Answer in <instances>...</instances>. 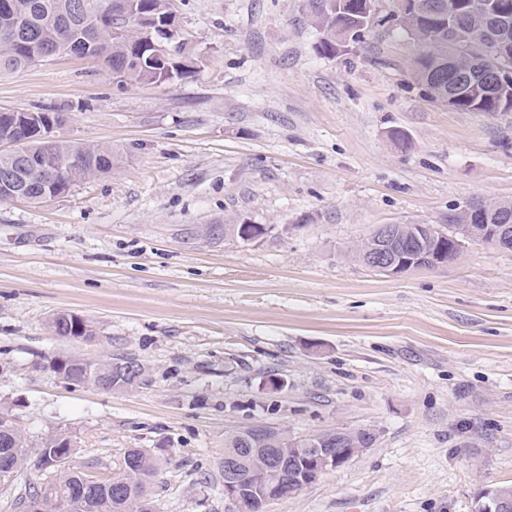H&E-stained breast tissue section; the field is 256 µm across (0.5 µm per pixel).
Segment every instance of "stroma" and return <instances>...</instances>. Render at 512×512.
<instances>
[{"instance_id":"1","label":"stroma","mask_w":512,"mask_h":512,"mask_svg":"<svg viewBox=\"0 0 512 512\" xmlns=\"http://www.w3.org/2000/svg\"><path fill=\"white\" fill-rule=\"evenodd\" d=\"M305 4L172 0L203 66L161 85L68 55L0 73V112L55 110L58 136L123 153L47 202H0V411L33 447L69 431L79 470L146 449L155 512H230L225 440L252 426L376 435L265 512H474L512 485V252L465 237L447 268L397 277L351 252L376 224L512 200V112L431 102L388 26L321 56ZM239 220L273 231L225 236ZM61 312L94 337L51 334ZM120 354L144 384L42 369Z\"/></svg>"}]
</instances>
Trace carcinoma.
Returning a JSON list of instances; mask_svg holds the SVG:
<instances>
[{"instance_id": "1", "label": "carcinoma", "mask_w": 512, "mask_h": 512, "mask_svg": "<svg viewBox=\"0 0 512 512\" xmlns=\"http://www.w3.org/2000/svg\"><path fill=\"white\" fill-rule=\"evenodd\" d=\"M127 35H117L112 22L113 0H11V8L0 11V72H16L43 62L56 51L74 54L91 52L109 72H120L123 81L133 84H162L182 79L200 69L201 59L194 46L187 40H173L174 53L166 56L164 63L149 60L152 53L150 40L156 33L144 30L142 17L162 20L166 11L163 0H125ZM429 0H395L392 13L415 5L417 26L422 43L417 45L414 60L416 81L434 102L450 99L451 107L469 112H512V96L495 94L485 88V67L494 63L490 53L495 41L512 46V0H456L466 10L468 21L464 37L455 41L454 24L438 26L427 15ZM363 0H308L309 19L319 31L316 51L325 56H339L336 31L352 30L358 43L381 25L383 20L372 23L360 21L365 11ZM40 128L54 130L63 124V117L51 110L37 109ZM40 133L28 136L20 150L0 153V179L8 176L13 184L26 188L39 197L61 195L67 192L73 180L69 177L70 164L81 169L80 179L98 178L112 173L119 162V152L110 146L65 140L52 142L50 152H45ZM489 224H507L512 221V203L507 202L486 212ZM122 369L112 371V390L131 389L145 380L146 368L129 356L110 357L103 362L84 361L92 371L106 370L115 364ZM248 432L242 431L229 437L226 447L268 448L270 441L261 436H249V444L240 440ZM72 436L67 433L50 434L41 441L37 458L27 453V437L18 429L0 428V456L9 457L13 474L28 468L41 469L46 460L56 455L73 454ZM126 455L135 459V466L128 469L121 465L102 480L109 485L114 481L126 482L129 498L139 501L144 482L157 473L155 458L130 448ZM52 479L28 490L21 502L33 496L52 497L57 501L54 512H122L109 490L101 487L86 489V478L81 471L58 465L50 469Z\"/></svg>"}]
</instances>
